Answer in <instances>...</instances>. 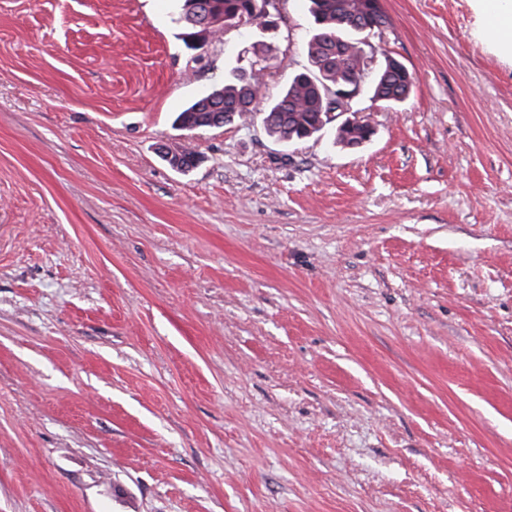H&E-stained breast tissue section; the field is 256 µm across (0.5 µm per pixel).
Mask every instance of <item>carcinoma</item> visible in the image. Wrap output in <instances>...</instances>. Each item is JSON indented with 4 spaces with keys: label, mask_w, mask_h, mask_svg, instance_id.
I'll return each mask as SVG.
<instances>
[{
    "label": "carcinoma",
    "mask_w": 512,
    "mask_h": 512,
    "mask_svg": "<svg viewBox=\"0 0 512 512\" xmlns=\"http://www.w3.org/2000/svg\"><path fill=\"white\" fill-rule=\"evenodd\" d=\"M206 15L210 16L209 26L201 28L191 22L197 4L194 0H184L181 19L189 24V32L184 40L193 48L225 28L233 19H244L249 23L258 19L256 11L262 10L271 0H205ZM373 0H310V12L316 24L315 32L307 42L308 60L317 72L325 71L331 79L355 76L360 67H369L370 63L361 60L349 50L343 40L356 35L350 26L361 20ZM255 62L266 63L273 59V48L264 40L251 45ZM413 87V78L404 65L397 64L392 58H385L384 64L373 73L369 82L372 99L387 104L404 101ZM258 83H250L241 75H230L224 80V86L214 89L206 97L196 101L180 112L177 126L183 130L221 125L229 118V112L237 113L241 118L254 112L252 105ZM329 101L327 90L317 78L302 79L297 75L280 96L262 109L263 123L267 133L279 142L296 141L308 138L321 131L325 126ZM364 138L363 130L357 126H338L334 143L342 146ZM165 159L179 170L195 165L196 154L191 150L179 153L167 152Z\"/></svg>",
    "instance_id": "carcinoma-1"
}]
</instances>
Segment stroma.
Listing matches in <instances>:
<instances>
[{
  "label": "stroma",
  "instance_id": "1",
  "mask_svg": "<svg viewBox=\"0 0 512 512\" xmlns=\"http://www.w3.org/2000/svg\"><path fill=\"white\" fill-rule=\"evenodd\" d=\"M380 4L414 88L341 147L173 125L260 37L277 97L309 0L197 51L181 0H0V512H512V59Z\"/></svg>",
  "mask_w": 512,
  "mask_h": 512
}]
</instances>
